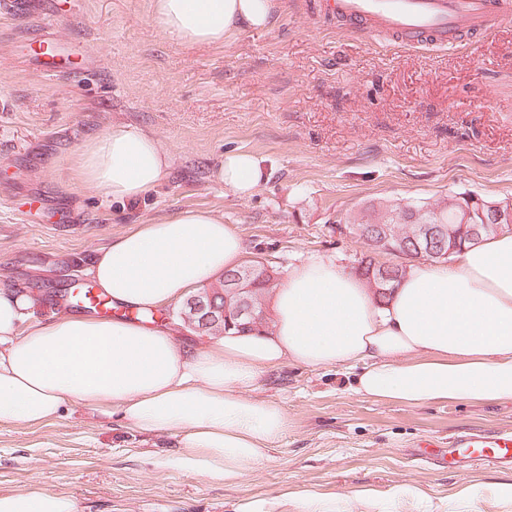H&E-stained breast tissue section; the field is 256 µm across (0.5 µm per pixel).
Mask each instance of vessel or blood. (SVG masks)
<instances>
[{"mask_svg":"<svg viewBox=\"0 0 512 512\" xmlns=\"http://www.w3.org/2000/svg\"><path fill=\"white\" fill-rule=\"evenodd\" d=\"M326 17L366 38L386 34L401 46L455 47L512 22V0H324ZM455 447L479 460L512 462V433L467 434Z\"/></svg>","mask_w":512,"mask_h":512,"instance_id":"obj_1","label":"vessel or blood"}]
</instances>
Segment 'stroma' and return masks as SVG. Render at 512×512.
Segmentation results:
<instances>
[{
	"instance_id": "1",
	"label": "stroma",
	"mask_w": 512,
	"mask_h": 512,
	"mask_svg": "<svg viewBox=\"0 0 512 512\" xmlns=\"http://www.w3.org/2000/svg\"><path fill=\"white\" fill-rule=\"evenodd\" d=\"M0 17V282L54 293L87 279L95 250L136 224L190 208L236 227L246 259L280 272L324 256L351 270L364 244L336 218L372 203L455 192L512 198V24L444 51L364 42L319 0H279L271 23L220 46L159 31L152 0H25ZM72 52L71 72L37 69L39 27ZM122 122L173 162L124 205L78 183L82 142ZM260 160L247 197L213 180L225 152ZM339 367L263 372L252 397L280 403L285 436L237 479L167 465L178 432L131 429L68 406L53 421L0 422V493L36 482L82 512H237L248 501L312 498L362 512H512V464L441 462L464 433L512 430V402L408 406L354 393Z\"/></svg>"
}]
</instances>
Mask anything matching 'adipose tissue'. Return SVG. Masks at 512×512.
Segmentation results:
<instances>
[{
	"mask_svg": "<svg viewBox=\"0 0 512 512\" xmlns=\"http://www.w3.org/2000/svg\"><path fill=\"white\" fill-rule=\"evenodd\" d=\"M277 0H154L153 21L190 46L262 29ZM171 156L115 123L78 149L75 175L125 204L166 178ZM257 157L225 153L217 182L245 197ZM237 229L208 209L138 224L98 248L88 272L118 308L180 301L241 265ZM36 294L0 284V422L34 427L64 405L119 416L141 431L179 432L176 465L204 475L249 473L288 428L276 402L252 397L261 373L286 365L356 370L362 397L414 406L512 401V233L464 248L453 264H412L386 299L335 261L293 266L271 298L270 327L180 346L169 330L122 316L40 315ZM0 512H78L38 483L0 494Z\"/></svg>",
	"mask_w": 512,
	"mask_h": 512,
	"instance_id": "obj_1",
	"label": "adipose tissue"
}]
</instances>
